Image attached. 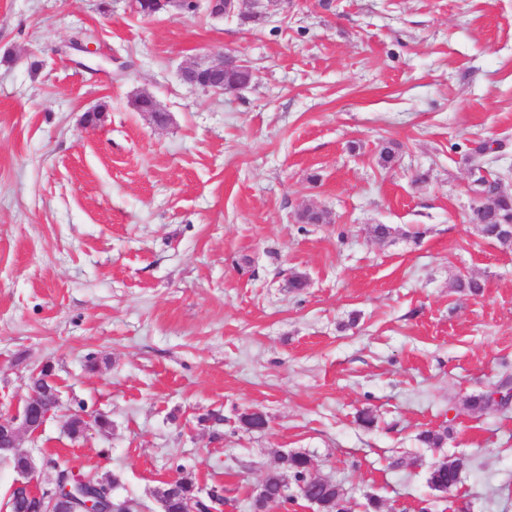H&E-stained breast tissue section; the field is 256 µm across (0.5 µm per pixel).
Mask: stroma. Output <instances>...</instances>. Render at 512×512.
<instances>
[{"instance_id":"35a3bbf8","label":"stroma","mask_w":512,"mask_h":512,"mask_svg":"<svg viewBox=\"0 0 512 512\" xmlns=\"http://www.w3.org/2000/svg\"><path fill=\"white\" fill-rule=\"evenodd\" d=\"M225 53L246 89L182 82ZM478 141L512 193V0H283L260 23L0 0V413L52 365L61 405L19 444L43 486L53 457L150 507L188 475L250 512L302 452L351 512H512V407L465 406L512 377V249L470 221ZM254 408L267 429L242 425ZM98 413L108 432L64 434ZM459 458L435 464L429 473L428 484L432 490L454 488L459 481Z\"/></svg>"}]
</instances>
